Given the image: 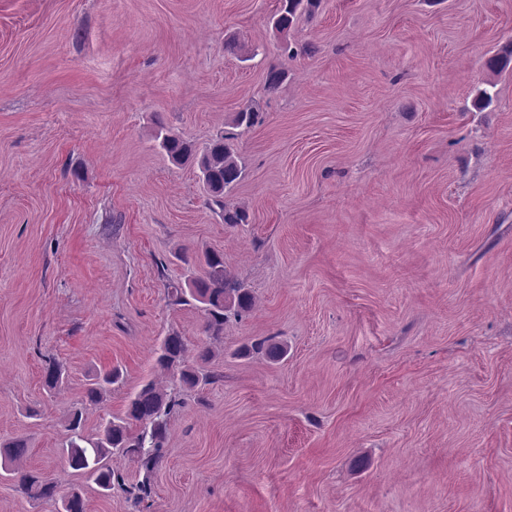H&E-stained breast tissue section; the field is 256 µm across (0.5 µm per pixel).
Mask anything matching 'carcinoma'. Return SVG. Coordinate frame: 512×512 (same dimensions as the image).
<instances>
[{
	"label": "carcinoma",
	"instance_id": "cac0c4a2",
	"mask_svg": "<svg viewBox=\"0 0 512 512\" xmlns=\"http://www.w3.org/2000/svg\"><path fill=\"white\" fill-rule=\"evenodd\" d=\"M319 0H279L274 20L275 30L283 35L294 25L299 15H313ZM512 62V43L504 45L498 53L489 57L486 67L500 72ZM234 123L238 127H254L263 123L259 111L247 106L236 113ZM155 139L160 148L178 163L197 162L202 174L203 187L210 197L211 205L217 207L228 225L247 222L245 211L230 208L224 203L226 192L233 189L242 177L235 151L229 143L230 137L216 136L206 152L197 156L193 145L181 136L172 133L163 124H158ZM204 268L200 276L187 280L186 286L168 285V295L175 305L192 306L204 313L205 332L210 339H224V325L230 318H239L252 306L249 289L237 281L224 265V254L208 251L203 255ZM253 350L264 353L272 360L286 354L284 346L266 340L254 344ZM187 344L179 333L164 337L159 347L157 363L167 371L179 374L182 386L188 389L205 387L218 382L219 375L204 367L212 359V351L205 348L199 352L201 364H186ZM120 379L113 369L97 376L87 389V401L93 405L102 402ZM183 401L174 392H167L153 382H147L130 397L125 417L109 420L101 426L98 436L85 435L82 414L76 411L68 422L69 438L65 445L70 465L82 470L86 476L104 491L122 482V477L112 472L107 465V454L117 451L130 457L143 471L142 480L130 490L131 507L140 512V507L152 498L151 477L158 467L168 439L170 417L181 407ZM27 453L26 440L19 438L5 445L4 456L14 462ZM20 489L32 498L54 497L57 486L36 474H24L20 478Z\"/></svg>",
	"mask_w": 512,
	"mask_h": 512
}]
</instances>
